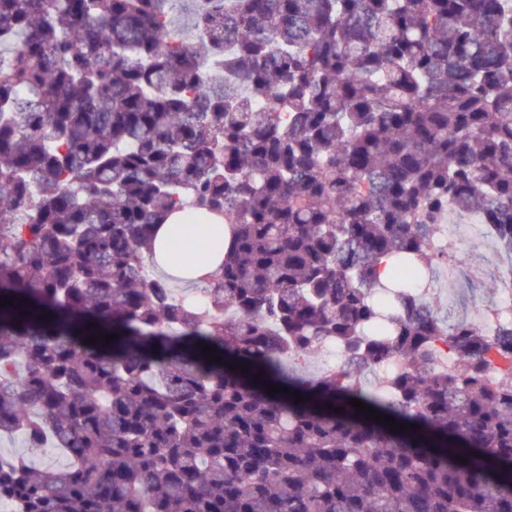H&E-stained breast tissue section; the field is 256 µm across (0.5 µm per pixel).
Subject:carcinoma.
I'll use <instances>...</instances> for the list:
<instances>
[{
	"instance_id": "obj_1",
	"label": "carcinoma",
	"mask_w": 512,
	"mask_h": 512,
	"mask_svg": "<svg viewBox=\"0 0 512 512\" xmlns=\"http://www.w3.org/2000/svg\"><path fill=\"white\" fill-rule=\"evenodd\" d=\"M450 208L512 258V0H0V438L66 458L0 453V504L512 512V325L442 316ZM175 212L232 232L192 297ZM221 261L224 262V229L222 252L218 251L216 255L208 257L200 266L196 267L197 269L195 272L191 273V275L175 273L171 267L161 262L156 264L155 269L159 274L162 275H179L180 280L177 282L183 287L192 288V284H194L198 278L216 270Z\"/></svg>"
}]
</instances>
